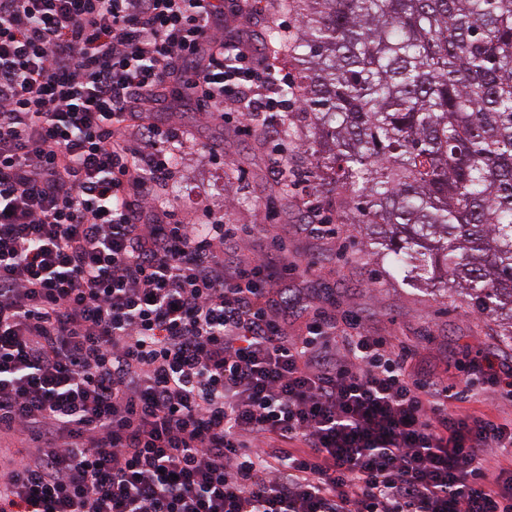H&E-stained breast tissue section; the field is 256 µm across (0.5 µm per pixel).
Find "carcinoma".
<instances>
[{
	"label": "carcinoma",
	"mask_w": 512,
	"mask_h": 512,
	"mask_svg": "<svg viewBox=\"0 0 512 512\" xmlns=\"http://www.w3.org/2000/svg\"><path fill=\"white\" fill-rule=\"evenodd\" d=\"M298 60L315 194L402 285L512 343V0H271Z\"/></svg>",
	"instance_id": "cac0c4a2"
}]
</instances>
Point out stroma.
Masks as SVG:
<instances>
[{
  "mask_svg": "<svg viewBox=\"0 0 512 512\" xmlns=\"http://www.w3.org/2000/svg\"><path fill=\"white\" fill-rule=\"evenodd\" d=\"M172 118L196 143L180 158L171 185L180 218L203 224L214 213L246 228L242 239L225 246V261L240 254L265 255L276 265L287 266L285 282L307 308L306 313L292 314L291 332L305 333L319 310L335 314L340 322L357 320L377 335L423 346L421 368L438 373L449 384L469 378L471 359L480 350L496 353L503 366L512 365V345L496 335L493 319L385 276L381 266L364 255L358 226L338 223L335 211L325 209L321 218L334 223V232L310 228L307 209L314 199L300 128L285 135L260 124L253 135L245 136L233 121L201 122L189 99L178 102L175 111L150 116L162 125ZM278 147L296 163L287 208L270 190V165Z\"/></svg>",
  "mask_w": 512,
  "mask_h": 512,
  "instance_id": "stroma-1",
  "label": "stroma"
}]
</instances>
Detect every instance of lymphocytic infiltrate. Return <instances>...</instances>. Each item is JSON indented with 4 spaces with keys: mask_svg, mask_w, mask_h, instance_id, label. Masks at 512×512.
Returning <instances> with one entry per match:
<instances>
[{
    "mask_svg": "<svg viewBox=\"0 0 512 512\" xmlns=\"http://www.w3.org/2000/svg\"><path fill=\"white\" fill-rule=\"evenodd\" d=\"M224 0H0V512H512V417L414 349L287 335L270 258L162 201L189 93L284 112Z\"/></svg>",
    "mask_w": 512,
    "mask_h": 512,
    "instance_id": "obj_1",
    "label": "lymphocytic infiltrate"
}]
</instances>
